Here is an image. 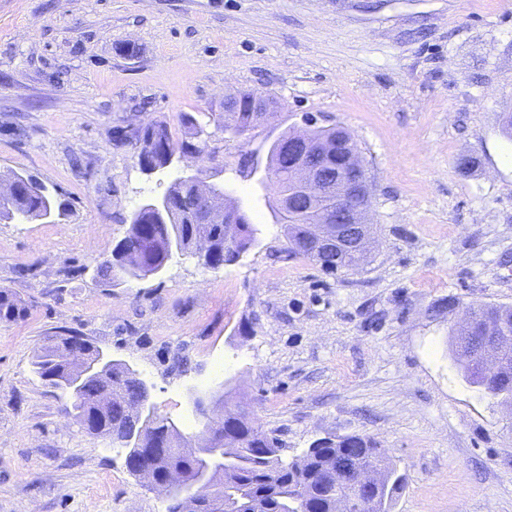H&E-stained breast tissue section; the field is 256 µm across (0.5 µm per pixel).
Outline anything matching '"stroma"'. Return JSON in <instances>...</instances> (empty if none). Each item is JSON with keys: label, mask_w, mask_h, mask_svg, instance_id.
<instances>
[{"label": "stroma", "mask_w": 512, "mask_h": 512, "mask_svg": "<svg viewBox=\"0 0 512 512\" xmlns=\"http://www.w3.org/2000/svg\"><path fill=\"white\" fill-rule=\"evenodd\" d=\"M241 89L280 103L244 142L221 117ZM508 112L512 0H0V173L67 205L0 222V288L30 306L0 320V512H166L33 372L69 331L152 383L183 433L199 428L191 392L223 388L287 461L373 436L408 479L393 512H512V413L466 382L448 312L512 305ZM186 113L210 135L196 166L256 245L215 270L176 255L158 277L95 278L182 174L144 171L124 134L163 123L180 141ZM307 116L351 133L371 191L375 245L333 275L287 256L273 191L238 170Z\"/></svg>", "instance_id": "obj_1"}]
</instances>
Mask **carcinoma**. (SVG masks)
Segmentation results:
<instances>
[{
  "label": "carcinoma",
  "mask_w": 512,
  "mask_h": 512,
  "mask_svg": "<svg viewBox=\"0 0 512 512\" xmlns=\"http://www.w3.org/2000/svg\"><path fill=\"white\" fill-rule=\"evenodd\" d=\"M250 92L241 95V106L237 112L224 113V119L235 122L240 127L247 125L251 118L247 98ZM187 128L184 139L172 140L167 125L160 123L144 130H138L135 140L139 143L140 155L148 160L153 168L159 170L169 166L167 147L178 151H203L208 147L204 128L190 115L182 118ZM175 206L180 212V222L171 224L157 219L149 224L129 225L126 235L116 243L121 254L107 260L97 267V276L102 280L115 278L140 279L148 272L166 266L173 252L196 254V243L200 239L211 245L212 268L217 269L231 263L251 249L256 242L257 229L245 213H240L233 225L231 239H226L228 224L224 216L214 217L205 224L198 223L192 214L194 199L192 191L184 182L175 179L166 188ZM41 204V198L22 191L14 196L12 206L25 212ZM281 224L284 241L305 239V225L308 216L299 210L296 199H289L288 214L276 215ZM289 256H301L319 267L327 274L341 271L336 266L335 253L325 259L316 258L309 250L297 252L284 247ZM29 305L15 294L0 289V319L15 320L24 316ZM79 349L88 358L94 355V344L79 334L59 336L50 345L42 347L34 356L32 366L40 377L56 378L54 385L60 386L72 376L71 353ZM465 378L480 387L490 397L502 393L512 394V364H508L493 375H486L478 361H472L464 367ZM82 390L63 404L62 411L69 415L83 417L89 424V435L102 436L112 434V445L125 448V439L136 427V406L144 396L140 380L130 376L124 363L112 364L107 372L97 375L88 374L81 381ZM223 406V426L238 434L240 446L226 447L223 450V462L214 470L215 485L220 488L223 509H218L210 493L198 488L194 483V469L197 458L179 451L164 457H157L153 467L159 471L178 470L183 476V485L169 498L167 512H177L178 499L188 497L193 500V512H289L293 497H302L305 512H331V497L328 489L322 485V474L327 466L336 459L345 457L343 444L357 448L349 451L355 455L351 461L354 469L366 465H379L390 471L391 480L381 486L374 512H391L395 501L405 486L404 475L387 464L377 443L367 435L347 438L343 444H317L307 449L300 457L286 463L281 457V445L272 434L254 425L244 411L224 405V394L211 392L194 401L196 415L206 418L204 404ZM139 436L144 447H152L157 438L167 437L175 444L184 440V434L172 430L169 418L156 415L149 426Z\"/></svg>",
  "instance_id": "obj_1"
}]
</instances>
